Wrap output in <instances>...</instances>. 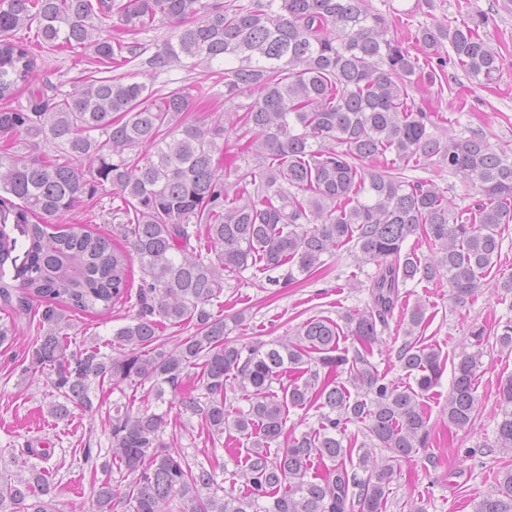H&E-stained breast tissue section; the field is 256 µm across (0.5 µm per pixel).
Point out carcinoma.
Instances as JSON below:
<instances>
[{"label": "carcinoma", "mask_w": 512, "mask_h": 512, "mask_svg": "<svg viewBox=\"0 0 512 512\" xmlns=\"http://www.w3.org/2000/svg\"><path fill=\"white\" fill-rule=\"evenodd\" d=\"M105 17L117 18L119 33L101 29ZM159 23L173 33L146 60L151 69L203 63L224 84V112L245 137L227 166L224 118L188 119L204 111L210 91L165 92L134 73L113 74L144 54L139 35ZM490 23L481 12L435 19L408 30L413 53L370 0H0V308L39 315L25 371L46 374L60 397L50 405L57 420L93 408L94 384L151 381L160 397L170 390L179 413L200 417L212 433L234 430L254 447L239 472L246 489L226 490L214 468L164 440L165 414L117 403L118 477L93 486L96 512H379L392 462L427 444L421 398L436 384L441 358L420 343L421 302L402 313L395 353L416 386L378 373L369 361L374 345L410 282L444 277L456 300L474 296L501 250V225L512 223V147L496 150L475 130L440 136L435 113L409 93L422 78L437 80L447 61L495 82L502 57L488 40ZM33 24L41 48L93 49L91 71L73 91L33 84L36 47L14 39ZM23 90L26 103L18 104ZM429 160L477 187V198L458 207L437 184L406 177ZM84 197L106 201L112 233L54 223ZM10 220L27 243L20 262ZM414 235L433 255L403 251ZM350 243L357 262L376 266L366 308L349 318L359 344L353 357L338 351L336 323L322 318L304 322L287 344L224 341L245 320L211 311L225 275L286 266L294 280ZM128 302L135 313L113 333L117 356L70 347L73 318ZM168 324L193 332L169 348L161 338ZM191 365L199 393L183 386ZM480 367L465 354L454 368L448 425L458 430L472 422ZM286 369L298 377L280 396L272 384ZM344 371L351 391L337 381ZM229 381L247 408H227ZM498 393L494 447L512 456V379ZM311 405L320 410L317 431L286 432V408ZM349 423L362 431L357 447ZM377 448L389 452L381 462ZM315 461L323 471L309 479ZM0 512L60 509L33 466L0 482ZM473 512H512V469L499 472Z\"/></svg>", "instance_id": "1"}]
</instances>
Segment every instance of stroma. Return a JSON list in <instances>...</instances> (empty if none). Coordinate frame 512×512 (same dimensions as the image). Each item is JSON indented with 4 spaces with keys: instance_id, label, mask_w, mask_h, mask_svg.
Wrapping results in <instances>:
<instances>
[{
    "instance_id": "stroma-1",
    "label": "stroma",
    "mask_w": 512,
    "mask_h": 512,
    "mask_svg": "<svg viewBox=\"0 0 512 512\" xmlns=\"http://www.w3.org/2000/svg\"><path fill=\"white\" fill-rule=\"evenodd\" d=\"M385 15L406 16L415 26L432 19L457 16L460 10L488 13L490 42L502 55L503 65L496 84L485 88L463 71L446 67L448 88L419 82L412 96L430 112L454 113L462 127L483 133L495 147L512 145V0H371ZM82 67L69 56L44 52L37 75L56 85L58 93L72 91L82 75ZM411 177L431 181L446 190L460 206L472 202L473 186L463 184L447 169L428 161L414 168ZM324 264L314 274L288 283L284 269L261 271L250 268L224 279L219 298L225 311L244 312L240 329L229 336L239 345L287 341L297 327L310 318L324 317L336 322L341 336V351H353L348 335V318L365 308L366 285L376 267L358 264L348 248L324 255ZM495 266L478 292L464 302L451 298L447 282L410 283L407 299L424 301L427 324L422 342L439 351L444 362L437 385L424 396L429 418L430 438L425 453L396 462L383 512H473L476 498L491 491L502 468H512V456L499 454L491 445L500 419L497 388L502 379L512 376V352L501 349L496 332L512 320V293L500 286L512 274V224L506 226L501 251ZM131 306H116L104 319L75 320L70 331L71 344H105L112 331L128 322ZM18 334L13 345L0 347V478L30 468V448L52 451L43 468L56 487L61 512H96L91 486L95 475L86 456L96 461L110 458L112 436L109 417L116 403L162 408L167 411V432L178 435L179 451L207 467H214L217 480L231 486L240 462L252 449L249 440L209 433L200 418L187 417L148 398L147 387L128 385L93 388L92 410L75 408L69 420L51 417L49 407L57 398L41 374L22 370L21 355L36 337L32 316L16 320ZM481 325L486 336L480 346L482 372L476 383L478 405L469 429L448 425V394L453 370L465 352H472L469 331Z\"/></svg>"
}]
</instances>
